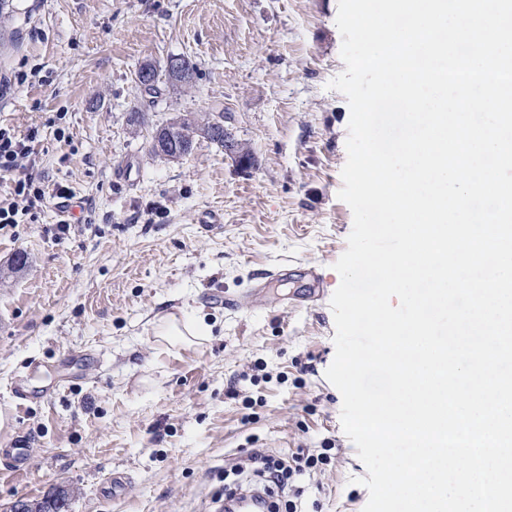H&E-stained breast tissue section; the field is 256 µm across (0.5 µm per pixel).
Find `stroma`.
<instances>
[{
	"mask_svg": "<svg viewBox=\"0 0 512 512\" xmlns=\"http://www.w3.org/2000/svg\"><path fill=\"white\" fill-rule=\"evenodd\" d=\"M12 4L0 81L24 65L41 81L0 96V124L39 128L48 198L0 231V448L31 450L25 476L0 465V512L55 488L67 512H218L247 494L255 453L323 459L274 488L281 512H363L366 468L325 377L353 225L338 197L349 107L329 86L345 68L338 0ZM173 56L197 64L195 86L142 92L140 66ZM186 113L223 114L255 166L206 141L152 154ZM61 187L78 213L58 238ZM171 315L209 336L166 343ZM19 383L48 396L18 406ZM116 471L129 482L110 499ZM151 149L158 155L171 160H177L188 155L181 146L176 145L175 132L170 128H158L154 132Z\"/></svg>",
	"mask_w": 512,
	"mask_h": 512,
	"instance_id": "obj_1",
	"label": "stroma"
}]
</instances>
